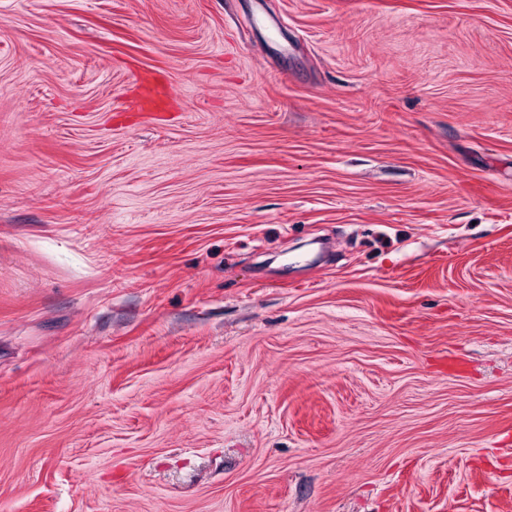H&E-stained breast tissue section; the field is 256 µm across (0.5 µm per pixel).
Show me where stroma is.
Returning <instances> with one entry per match:
<instances>
[{
	"mask_svg": "<svg viewBox=\"0 0 512 512\" xmlns=\"http://www.w3.org/2000/svg\"><path fill=\"white\" fill-rule=\"evenodd\" d=\"M0 512H512V0H0Z\"/></svg>",
	"mask_w": 512,
	"mask_h": 512,
	"instance_id": "obj_1",
	"label": "stroma"
}]
</instances>
